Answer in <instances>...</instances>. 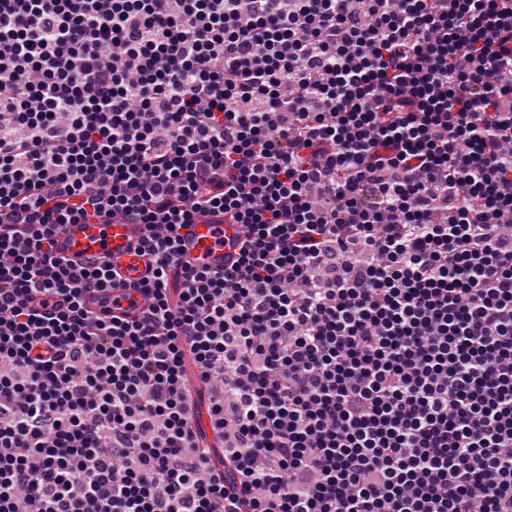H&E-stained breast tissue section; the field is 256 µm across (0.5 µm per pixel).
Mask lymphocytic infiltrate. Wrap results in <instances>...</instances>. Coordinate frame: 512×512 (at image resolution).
Segmentation results:
<instances>
[{
	"label": "lymphocytic infiltrate",
	"mask_w": 512,
	"mask_h": 512,
	"mask_svg": "<svg viewBox=\"0 0 512 512\" xmlns=\"http://www.w3.org/2000/svg\"><path fill=\"white\" fill-rule=\"evenodd\" d=\"M508 219L512 0H0V512H512ZM109 224H64L55 234V250L74 266L89 259L112 260L123 280L138 282L148 275L150 257L141 251L144 225L123 224L111 219ZM181 234L182 266L205 264L223 269L238 257L234 242L242 235L240 224H189Z\"/></svg>",
	"instance_id": "1"
}]
</instances>
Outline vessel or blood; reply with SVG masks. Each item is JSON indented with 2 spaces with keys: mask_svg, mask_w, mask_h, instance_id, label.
I'll return each mask as SVG.
<instances>
[{
  "mask_svg": "<svg viewBox=\"0 0 512 512\" xmlns=\"http://www.w3.org/2000/svg\"><path fill=\"white\" fill-rule=\"evenodd\" d=\"M241 234L237 224L188 225L182 232L180 262L213 269L231 266ZM143 236V225L116 218L106 224H65L55 234V250L77 267L92 258L112 261L123 280L137 282L146 276L150 261L141 249Z\"/></svg>",
  "mask_w": 512,
  "mask_h": 512,
  "instance_id": "vessel-or-blood-1",
  "label": "vessel or blood"
}]
</instances>
